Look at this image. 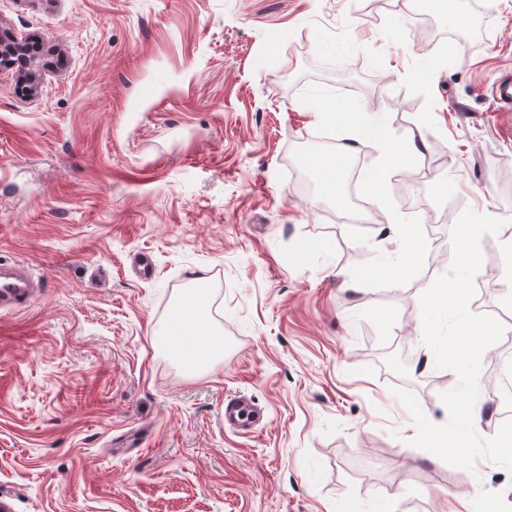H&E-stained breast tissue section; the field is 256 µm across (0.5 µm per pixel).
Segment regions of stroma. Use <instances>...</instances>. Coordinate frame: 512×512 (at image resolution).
Listing matches in <instances>:
<instances>
[{"label": "stroma", "instance_id": "obj_1", "mask_svg": "<svg viewBox=\"0 0 512 512\" xmlns=\"http://www.w3.org/2000/svg\"><path fill=\"white\" fill-rule=\"evenodd\" d=\"M435 0H0V30L37 37L36 95L0 68V252L45 282L0 315V506L6 512H471L512 502V471L433 462L412 416L448 419L453 370L424 368L420 297L448 271L464 210L512 221V0H459L469 44ZM398 27L397 42L385 33ZM348 59L343 108L361 107L418 155L376 175L365 222L307 195L304 160L344 139L325 123L316 62ZM424 70V82L408 73ZM399 223H392V216ZM412 266L388 269L400 235ZM148 252L154 276L136 271ZM483 260L470 309L512 287ZM204 277L224 359L188 376L164 342ZM362 280V292L351 290ZM482 354L478 434L504 422ZM247 396L255 431L224 426ZM139 447L125 448L128 433Z\"/></svg>", "mask_w": 512, "mask_h": 512}]
</instances>
